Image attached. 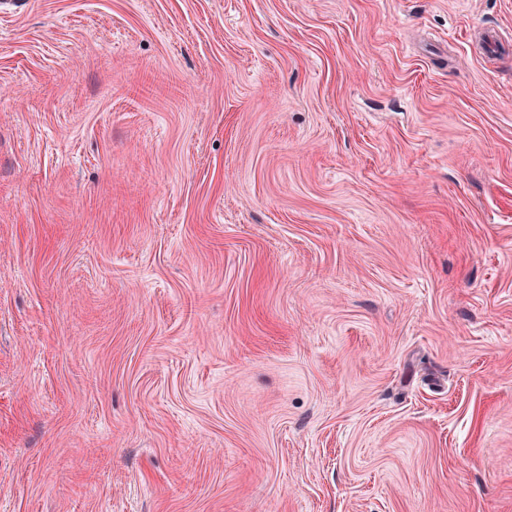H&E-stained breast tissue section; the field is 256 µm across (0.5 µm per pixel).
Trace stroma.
<instances>
[{
    "label": "stroma",
    "mask_w": 512,
    "mask_h": 512,
    "mask_svg": "<svg viewBox=\"0 0 512 512\" xmlns=\"http://www.w3.org/2000/svg\"><path fill=\"white\" fill-rule=\"evenodd\" d=\"M512 0H0V512H512Z\"/></svg>",
    "instance_id": "obj_1"
}]
</instances>
